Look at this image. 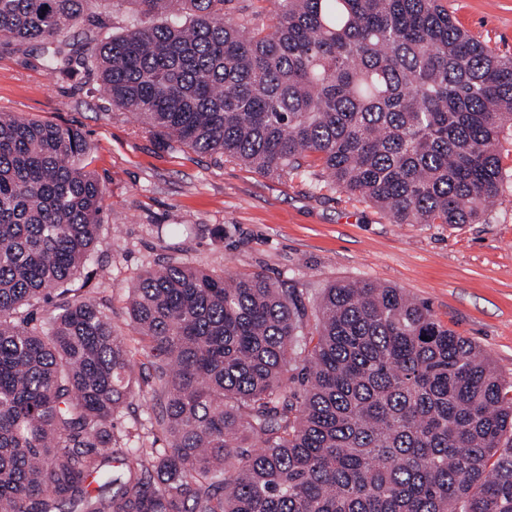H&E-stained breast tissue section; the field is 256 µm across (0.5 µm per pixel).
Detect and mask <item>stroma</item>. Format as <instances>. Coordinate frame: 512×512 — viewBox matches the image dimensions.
<instances>
[{"label":"stroma","mask_w":512,"mask_h":512,"mask_svg":"<svg viewBox=\"0 0 512 512\" xmlns=\"http://www.w3.org/2000/svg\"><path fill=\"white\" fill-rule=\"evenodd\" d=\"M470 35L512 54V0H443ZM0 111L79 130L103 189L100 242L82 270L129 341L128 287L173 259L261 272L316 298L337 280L402 288L512 377V151L482 224H392L371 204L306 175L263 177L192 150H170L87 79L60 81L0 40Z\"/></svg>","instance_id":"obj_1"}]
</instances>
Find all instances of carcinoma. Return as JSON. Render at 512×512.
Here are the masks:
<instances>
[{
    "label": "carcinoma",
    "mask_w": 512,
    "mask_h": 512,
    "mask_svg": "<svg viewBox=\"0 0 512 512\" xmlns=\"http://www.w3.org/2000/svg\"><path fill=\"white\" fill-rule=\"evenodd\" d=\"M92 2L0 0V37L174 149L324 173L392 224H481L501 192L512 57L440 0H133L122 33L70 41ZM87 155L0 112V512H512V379L400 288L334 281L309 314L261 273L167 261L129 287L130 345L73 287Z\"/></svg>",
    "instance_id": "obj_1"
}]
</instances>
